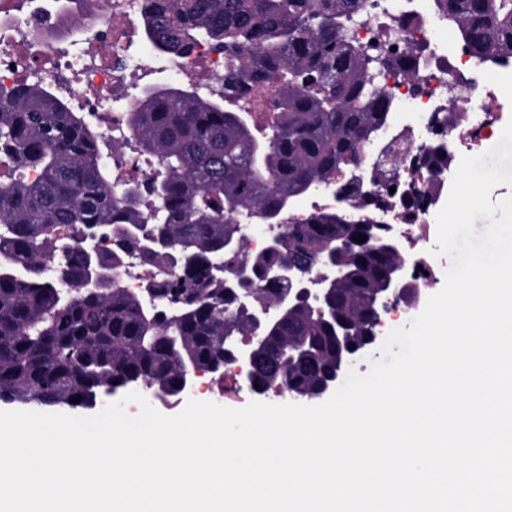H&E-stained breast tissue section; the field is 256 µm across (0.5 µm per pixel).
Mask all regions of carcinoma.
I'll return each mask as SVG.
<instances>
[{"mask_svg": "<svg viewBox=\"0 0 512 512\" xmlns=\"http://www.w3.org/2000/svg\"><path fill=\"white\" fill-rule=\"evenodd\" d=\"M75 2L52 0L71 33L81 28ZM436 2L477 62H512V0ZM148 4L153 50L183 54L207 41L227 58L212 93L154 88L126 113L137 147L155 160L146 181L113 187L102 157L117 144L47 86L0 91V404L88 413L106 394L153 386L175 394L184 371L225 362L224 337L252 335L239 304L249 285L241 267L256 284L252 301L273 308L282 293L258 288L267 270L292 263L314 273L337 259L348 275L332 289L333 318L289 311L268 326L254 368L259 390L307 397L336 370L339 339L369 332L374 297L398 260L365 222L334 208L287 223L292 204L357 163L360 146L386 123L377 76L414 75L410 57L361 56L349 28L366 0ZM267 81L276 85L266 105L273 118L258 137L245 101ZM237 218L275 225L281 248L251 253L243 240L238 252L224 251V240L240 237ZM92 227L112 246L89 253ZM130 253L155 269L145 293L156 307L115 278L96 293L80 288L90 262L115 272ZM59 254L68 293L42 279ZM174 290L182 301L170 307Z\"/></svg>", "mask_w": 512, "mask_h": 512, "instance_id": "cac0c4a2", "label": "carcinoma"}]
</instances>
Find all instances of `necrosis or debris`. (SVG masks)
Here are the masks:
<instances>
[{
	"label": "necrosis or debris",
	"instance_id": "necrosis-or-debris-1",
	"mask_svg": "<svg viewBox=\"0 0 512 512\" xmlns=\"http://www.w3.org/2000/svg\"><path fill=\"white\" fill-rule=\"evenodd\" d=\"M90 3L82 13V33L59 39L55 12L33 7L29 0H0V89L20 80L44 84L77 111L122 104L105 125L107 135L121 143L106 162L113 182L122 184L150 172L142 152L130 145L125 108L162 73L175 86L218 85L226 58L205 41L186 55L161 56L148 49L131 54V47L143 41L145 0ZM447 27L448 18L434 0H369L351 37L375 53L423 54L424 65L412 80L394 71L381 73L380 84L393 93L386 126L362 146L359 165L310 190L289 213L293 223H305L318 209L336 205L353 177L373 182L368 206L350 217L372 221L376 231L396 238L407 278L423 289L432 287L438 266L427 247L438 205L448 197L461 157L491 139L508 109L499 88L512 80V64L482 70L461 43L440 45L437 36ZM443 141L452 144V158L443 175L433 177L420 161L428 146Z\"/></svg>",
	"mask_w": 512,
	"mask_h": 512
}]
</instances>
